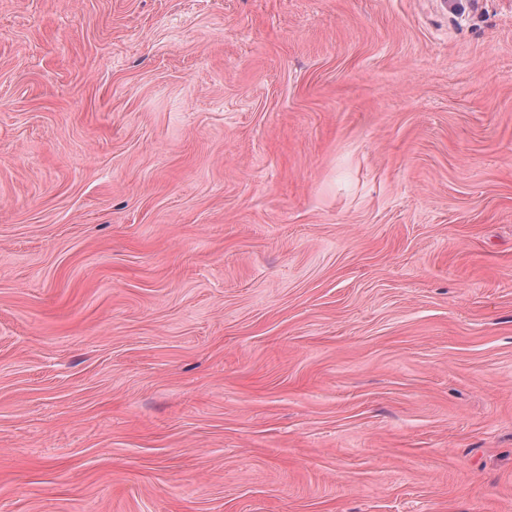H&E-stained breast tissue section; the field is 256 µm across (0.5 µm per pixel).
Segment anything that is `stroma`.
Listing matches in <instances>:
<instances>
[{
	"label": "stroma",
	"mask_w": 512,
	"mask_h": 512,
	"mask_svg": "<svg viewBox=\"0 0 512 512\" xmlns=\"http://www.w3.org/2000/svg\"><path fill=\"white\" fill-rule=\"evenodd\" d=\"M0 512H512V0H0Z\"/></svg>",
	"instance_id": "1"
}]
</instances>
